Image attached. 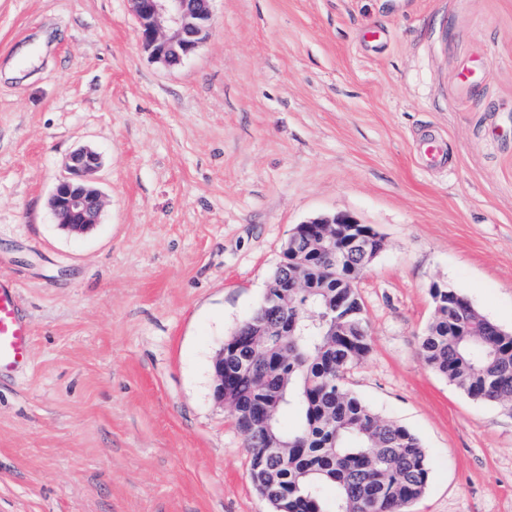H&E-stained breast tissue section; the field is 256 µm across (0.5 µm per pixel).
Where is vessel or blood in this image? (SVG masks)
<instances>
[{"mask_svg":"<svg viewBox=\"0 0 512 512\" xmlns=\"http://www.w3.org/2000/svg\"><path fill=\"white\" fill-rule=\"evenodd\" d=\"M31 326L18 282L0 275V378L24 371L30 364Z\"/></svg>","mask_w":512,"mask_h":512,"instance_id":"vessel-or-blood-1","label":"vessel or blood"}]
</instances>
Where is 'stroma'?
Returning a JSON list of instances; mask_svg holds the SVG:
<instances>
[{
    "instance_id": "35a3bbf8",
    "label": "stroma",
    "mask_w": 512,
    "mask_h": 512,
    "mask_svg": "<svg viewBox=\"0 0 512 512\" xmlns=\"http://www.w3.org/2000/svg\"><path fill=\"white\" fill-rule=\"evenodd\" d=\"M212 7L167 68L128 0H0V274L32 329L0 380V512H270L211 363L335 212L383 238L346 384L425 448L413 512H512V411L417 353L435 283L512 331V0ZM82 145L106 204L72 235L48 199Z\"/></svg>"
}]
</instances>
